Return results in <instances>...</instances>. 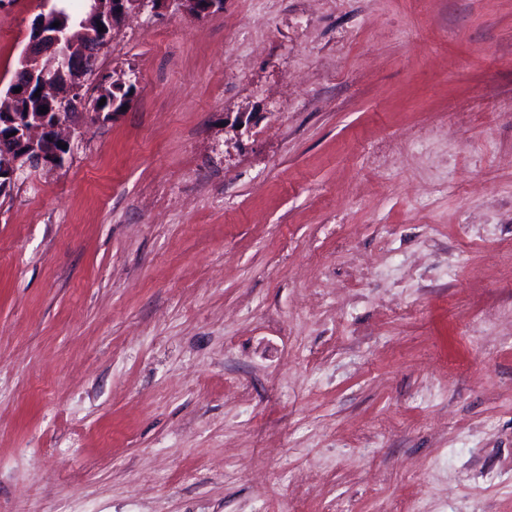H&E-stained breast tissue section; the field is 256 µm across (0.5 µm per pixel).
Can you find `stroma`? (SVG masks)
Masks as SVG:
<instances>
[{
  "label": "stroma",
  "instance_id": "obj_1",
  "mask_svg": "<svg viewBox=\"0 0 512 512\" xmlns=\"http://www.w3.org/2000/svg\"><path fill=\"white\" fill-rule=\"evenodd\" d=\"M104 75L0 197V512H512V0L135 9ZM113 84V83H112ZM112 84H110L107 88H104L103 92L98 96L96 97L93 102H94V105L101 109V110H105V112H107V117H105V113L101 110H97V111H94L93 107H92V112H93V116H94V119L100 121H104V120H107L109 119L111 116L113 117L114 115H116L117 113L119 112H122V107L123 106H127L128 107V100L131 99V94H129L128 96L124 97L122 100H120L119 98H115V97H112V95H114L113 91H112ZM102 98H106V102L104 105H99V102ZM110 111V112H109Z\"/></svg>",
  "mask_w": 512,
  "mask_h": 512
}]
</instances>
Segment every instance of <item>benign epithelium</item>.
I'll list each match as a JSON object with an SVG mask.
<instances>
[{
    "label": "benign epithelium",
    "instance_id": "7a95c632",
    "mask_svg": "<svg viewBox=\"0 0 512 512\" xmlns=\"http://www.w3.org/2000/svg\"><path fill=\"white\" fill-rule=\"evenodd\" d=\"M167 0H91L90 9L81 26L74 28L62 15L52 13L36 17L25 46L13 89L8 98L45 102L68 103L77 107V97L84 84L88 64L93 62L107 44L112 28L127 11L139 7H161ZM194 16L212 12L219 0H175ZM59 26H53V23ZM104 31H98V26ZM20 92H14V89ZM39 96H34V93ZM65 116L49 112L31 125L20 122L16 113L0 111V191H9L17 175V163L22 158L50 168L65 164L70 149L69 141L60 132ZM66 148L59 147V144Z\"/></svg>",
    "mask_w": 512,
    "mask_h": 512
}]
</instances>
